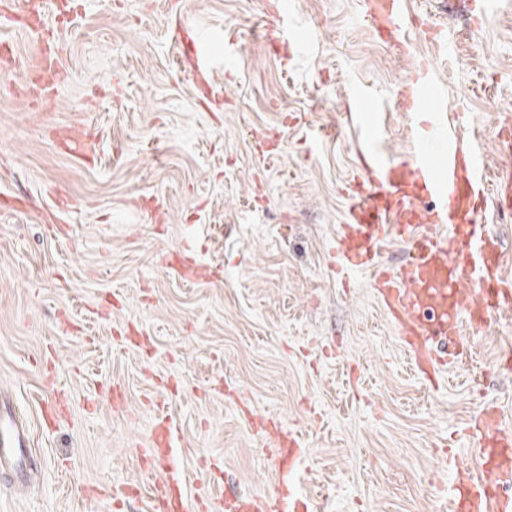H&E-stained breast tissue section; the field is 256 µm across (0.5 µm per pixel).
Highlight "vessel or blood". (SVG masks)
<instances>
[{
  "label": "vessel or blood",
  "instance_id": "obj_1",
  "mask_svg": "<svg viewBox=\"0 0 512 512\" xmlns=\"http://www.w3.org/2000/svg\"><path fill=\"white\" fill-rule=\"evenodd\" d=\"M370 16L397 36L411 20L407 0H370ZM217 32L193 45L201 67L215 59ZM409 95L429 109L428 136L418 138L412 167L373 160L362 151L360 173L351 184L350 203L339 226L332 266L344 275L369 272L374 294L396 328L411 371L432 381L463 358V323H487L512 309V279L503 271L501 239L483 222L486 207L505 205L502 182L490 181L472 142L452 133L441 106L440 82L430 71L413 76ZM405 244L407 260L392 265L383 245ZM472 450L483 457L479 469L455 462L457 500L453 512H512V498L495 494L512 483V427L503 426L496 408L483 410L465 428ZM279 469H294L302 437L295 429L275 435ZM31 439L9 403L0 399V469L26 483L31 469ZM163 471L151 496L156 512H188L186 481L159 459ZM239 512H284L278 493L240 500Z\"/></svg>",
  "mask_w": 512,
  "mask_h": 512
}]
</instances>
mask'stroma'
<instances>
[{"label":"stroma","mask_w":512,"mask_h":512,"mask_svg":"<svg viewBox=\"0 0 512 512\" xmlns=\"http://www.w3.org/2000/svg\"><path fill=\"white\" fill-rule=\"evenodd\" d=\"M43 0L65 68L46 102L0 80V391L28 420L33 482L0 512H149L156 409L197 512L286 487L311 512H442V446L486 406L512 421V311L440 389L407 367L367 273L331 252L357 149L401 165L427 120L402 84L427 63L461 136L512 175V0L482 25L408 0L399 47L363 0ZM287 10L290 31L277 14ZM442 25L449 41L424 27ZM240 49L197 82L198 34ZM62 391L48 427L36 395ZM300 429L279 476L261 421Z\"/></svg>","instance_id":"35a3bbf8"}]
</instances>
